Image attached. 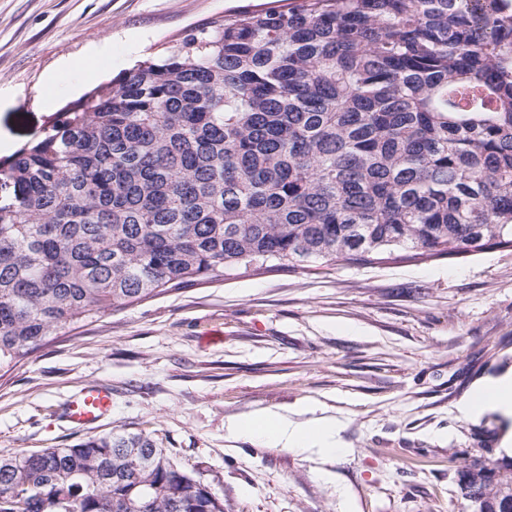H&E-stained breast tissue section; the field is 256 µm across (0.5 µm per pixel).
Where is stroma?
Masks as SVG:
<instances>
[{
    "label": "stroma",
    "mask_w": 512,
    "mask_h": 512,
    "mask_svg": "<svg viewBox=\"0 0 512 512\" xmlns=\"http://www.w3.org/2000/svg\"><path fill=\"white\" fill-rule=\"evenodd\" d=\"M264 2L0 0V148L39 136L186 27ZM104 40L108 55L88 59ZM50 74L48 102L38 90ZM211 328L223 339L203 344ZM511 367L510 250L236 271L49 336L0 369V455L143 432L227 512H463L456 470L489 448L502 456L512 420L466 418L458 404ZM90 383L111 387L112 417L77 430L62 407ZM307 405L339 422L345 455L325 463L226 429Z\"/></svg>",
    "instance_id": "1"
}]
</instances>
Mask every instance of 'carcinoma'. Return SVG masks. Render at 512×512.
<instances>
[{
	"instance_id": "obj_1",
	"label": "carcinoma",
	"mask_w": 512,
	"mask_h": 512,
	"mask_svg": "<svg viewBox=\"0 0 512 512\" xmlns=\"http://www.w3.org/2000/svg\"><path fill=\"white\" fill-rule=\"evenodd\" d=\"M512 250V0H274L193 25L0 159V367L238 270ZM512 512V457L456 473ZM0 512H225L142 432L0 456Z\"/></svg>"
}]
</instances>
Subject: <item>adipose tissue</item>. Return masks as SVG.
Listing matches in <instances>:
<instances>
[{
  "mask_svg": "<svg viewBox=\"0 0 512 512\" xmlns=\"http://www.w3.org/2000/svg\"><path fill=\"white\" fill-rule=\"evenodd\" d=\"M459 410L466 417L492 412L512 418V372L480 383L467 399L461 401ZM231 430L240 436H251L323 459L335 458L343 452L336 438L335 421L324 417L296 421L280 414H259L247 421L234 422Z\"/></svg>",
  "mask_w": 512,
  "mask_h": 512,
  "instance_id": "1",
  "label": "adipose tissue"
}]
</instances>
